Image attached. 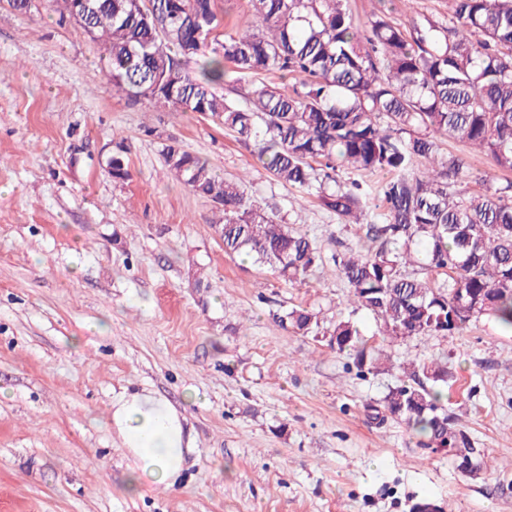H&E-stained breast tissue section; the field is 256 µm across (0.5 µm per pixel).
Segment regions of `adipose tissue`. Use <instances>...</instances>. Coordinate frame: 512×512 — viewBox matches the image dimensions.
<instances>
[{
  "instance_id": "ef3b65f1",
  "label": "adipose tissue",
  "mask_w": 512,
  "mask_h": 512,
  "mask_svg": "<svg viewBox=\"0 0 512 512\" xmlns=\"http://www.w3.org/2000/svg\"><path fill=\"white\" fill-rule=\"evenodd\" d=\"M111 424L133 459L129 489L146 480L177 485L194 437L168 399L145 389L123 392L112 400Z\"/></svg>"
}]
</instances>
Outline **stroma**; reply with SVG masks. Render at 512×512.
I'll list each match as a JSON object with an SVG mask.
<instances>
[{"instance_id": "stroma-1", "label": "stroma", "mask_w": 512, "mask_h": 512, "mask_svg": "<svg viewBox=\"0 0 512 512\" xmlns=\"http://www.w3.org/2000/svg\"><path fill=\"white\" fill-rule=\"evenodd\" d=\"M358 28L379 8L400 27L447 21L448 0H346ZM103 46L52 0H0V512H512V333L492 317L452 336L379 335L347 303L336 258L364 246L319 200L278 182L210 115L114 95ZM176 143L314 240L318 273L290 283L225 254L214 203L167 172ZM124 147L130 177L105 166ZM478 192L512 180L458 139ZM203 273L205 287L194 285ZM306 308L303 336L277 314ZM353 322L390 363L359 374L329 333ZM435 361L449 423L488 459L474 471L367 405ZM154 390L195 439L184 481L127 488L132 460L112 399Z\"/></svg>"}]
</instances>
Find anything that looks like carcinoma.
Returning a JSON list of instances; mask_svg holds the SVG:
<instances>
[{
    "label": "carcinoma",
    "mask_w": 512,
    "mask_h": 512,
    "mask_svg": "<svg viewBox=\"0 0 512 512\" xmlns=\"http://www.w3.org/2000/svg\"><path fill=\"white\" fill-rule=\"evenodd\" d=\"M450 3L445 24L403 29L375 15L362 33L344 0H249L245 29L208 44L195 33L217 26L215 0H194L189 11V0H88V20L115 92L209 113L254 143L277 181L316 196L342 223L364 226L366 250L337 264L352 302L374 315L381 335L451 336L482 315L512 332V181L469 192L463 159L440 154L441 139L454 137L512 171V0ZM193 56L202 63L192 76L183 59ZM268 71L297 83L251 82L237 98L224 96L231 75L239 82ZM163 155L174 179L217 205L225 254L291 282L322 264L306 235L254 205L239 182L178 145ZM345 170L390 174L379 186V221L367 219L369 197L342 180ZM110 175L130 177L120 145ZM409 266L424 276L405 273ZM461 293L479 311L460 305ZM278 321L303 336L318 327L305 308ZM329 345L360 370L378 368L382 352L348 320L336 323ZM403 372L410 382L390 389L375 416L405 422L446 452L471 447L443 408L438 386L448 366L412 362Z\"/></svg>",
    "instance_id": "carcinoma-1"
}]
</instances>
